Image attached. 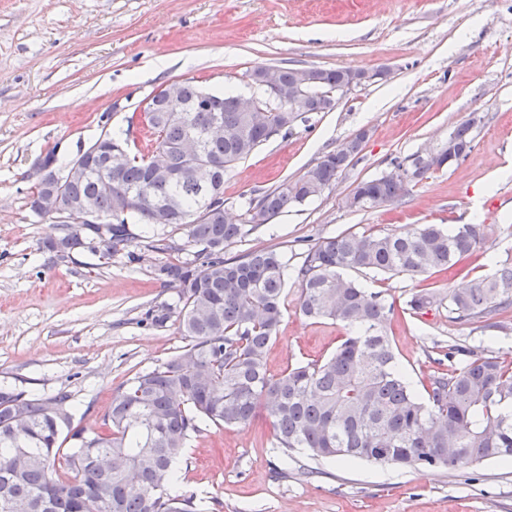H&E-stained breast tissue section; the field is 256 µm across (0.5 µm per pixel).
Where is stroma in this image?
<instances>
[{
  "label": "stroma",
  "mask_w": 512,
  "mask_h": 512,
  "mask_svg": "<svg viewBox=\"0 0 512 512\" xmlns=\"http://www.w3.org/2000/svg\"><path fill=\"white\" fill-rule=\"evenodd\" d=\"M259 66L350 68L385 78L354 87L332 111L307 112L224 177L228 221L246 223L251 198L300 177L359 132L362 150L335 186L288 208L225 247L295 255L305 240L342 233L402 234L422 224H482V249L456 273L428 280L369 274L362 284L393 303L386 331L407 379L424 395L440 359L457 343L512 358V320L484 331L452 321L437 304L408 310L411 293L466 287L512 261V0H0V386L36 398L68 391L75 426L99 428L114 394L186 345L176 320L149 310L178 303L159 266L193 261L185 227L134 224L125 251L104 260L74 250L50 266L47 240L61 231L30 208L37 160L68 162L102 130L148 153L155 135L132 112L175 80L248 97ZM472 149L429 173L387 206L351 211L358 182L437 151L462 122ZM163 250H156V243ZM287 284L283 319L269 347L270 374L333 353L346 334L298 308ZM273 428L204 426L178 463L181 487L203 512H512V461L448 470L297 456L285 478Z\"/></svg>",
  "instance_id": "obj_1"
}]
</instances>
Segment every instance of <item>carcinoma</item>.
<instances>
[{
    "label": "carcinoma",
    "mask_w": 512,
    "mask_h": 512,
    "mask_svg": "<svg viewBox=\"0 0 512 512\" xmlns=\"http://www.w3.org/2000/svg\"><path fill=\"white\" fill-rule=\"evenodd\" d=\"M349 69H321L312 96L300 107L333 108L330 96ZM173 98L145 119L157 133L154 152L167 159L168 172L126 154L112 136L88 156L89 172L65 183L63 196L86 204L112 223L64 224L62 235L46 243L52 263H65L84 248L111 259L129 242L128 225L152 223L153 208L170 207L168 223L186 227L200 247L201 262H167L159 272L177 289L181 307L150 312L156 325L177 314L188 343L160 366L135 376L112 398L102 430L72 427L71 395L46 398L0 388V512H200L196 495L177 489L176 464L200 424L246 426L264 414L281 453L275 473L288 474L293 453L312 460L360 459L402 467L456 468L473 462L512 458V363L458 345L448 346V371L432 376L426 397L417 396L403 373L385 332L394 312L381 294L348 276L355 271L428 278L446 272L479 251L485 225L443 228L424 224L409 234L348 233L319 237L289 264L275 249H255L224 257V247L244 237L243 224H229L224 201L208 203L205 191H224V174L271 136L290 130L288 113L268 99L262 112H240L236 95L203 93L191 81L172 83ZM219 117L224 135L204 140V163L185 166L177 147L188 129H203ZM471 147V123L448 138ZM361 146L346 140L326 152L298 179L285 180L249 202V223L267 224L288 208L323 194L347 169ZM122 164L108 172V155ZM436 166L393 163L396 177L363 180L353 189V210L392 203L409 193L433 168L448 160L437 151ZM112 177V194L98 190ZM131 195L124 212L114 200ZM300 288L299 308L313 319H329L348 330L324 360L267 369L269 344L283 318L288 279ZM442 303L433 290L420 289L406 301L419 312ZM512 311V264H501L469 287L448 293V312L481 329L501 327Z\"/></svg>",
    "instance_id": "1"
}]
</instances>
